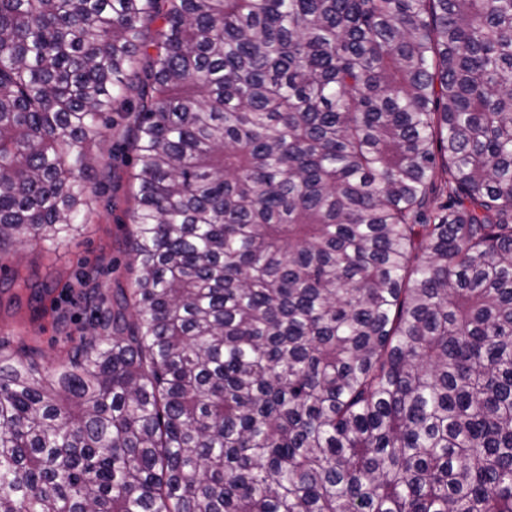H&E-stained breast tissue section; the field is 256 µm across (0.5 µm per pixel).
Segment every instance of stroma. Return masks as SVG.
I'll return each instance as SVG.
<instances>
[{
	"mask_svg": "<svg viewBox=\"0 0 512 512\" xmlns=\"http://www.w3.org/2000/svg\"><path fill=\"white\" fill-rule=\"evenodd\" d=\"M106 140L92 147L96 172L121 176L116 207L95 202L84 232L57 252L36 243L0 247V349L34 352L43 368L66 358L80 337L91 335L100 306L82 296L79 280L90 276L104 296H111L114 276L130 283L128 213L132 169L125 148L128 117L113 113Z\"/></svg>",
	"mask_w": 512,
	"mask_h": 512,
	"instance_id": "stroma-1",
	"label": "stroma"
}]
</instances>
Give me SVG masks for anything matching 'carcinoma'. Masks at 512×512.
I'll use <instances>...</instances> for the list:
<instances>
[{"mask_svg":"<svg viewBox=\"0 0 512 512\" xmlns=\"http://www.w3.org/2000/svg\"><path fill=\"white\" fill-rule=\"evenodd\" d=\"M118 109L136 275L0 350V512H512V0H0V245Z\"/></svg>","mask_w":512,"mask_h":512,"instance_id":"carcinoma-1","label":"carcinoma"}]
</instances>
